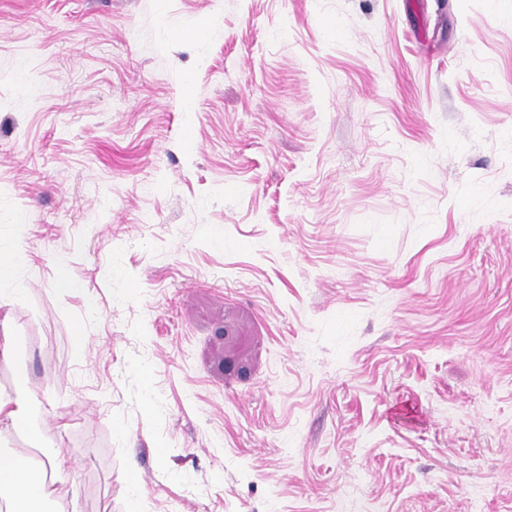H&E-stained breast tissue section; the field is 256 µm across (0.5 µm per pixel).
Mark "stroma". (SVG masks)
<instances>
[{"mask_svg": "<svg viewBox=\"0 0 512 512\" xmlns=\"http://www.w3.org/2000/svg\"><path fill=\"white\" fill-rule=\"evenodd\" d=\"M0 237L75 512H512V0H0Z\"/></svg>", "mask_w": 512, "mask_h": 512, "instance_id": "1", "label": "stroma"}]
</instances>
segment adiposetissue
<instances>
[{
	"label": "adipose tissue",
	"instance_id": "obj_1",
	"mask_svg": "<svg viewBox=\"0 0 512 512\" xmlns=\"http://www.w3.org/2000/svg\"><path fill=\"white\" fill-rule=\"evenodd\" d=\"M72 466L60 451L43 462L19 451H0V498L11 512H65L55 485L66 480Z\"/></svg>",
	"mask_w": 512,
	"mask_h": 512
}]
</instances>
